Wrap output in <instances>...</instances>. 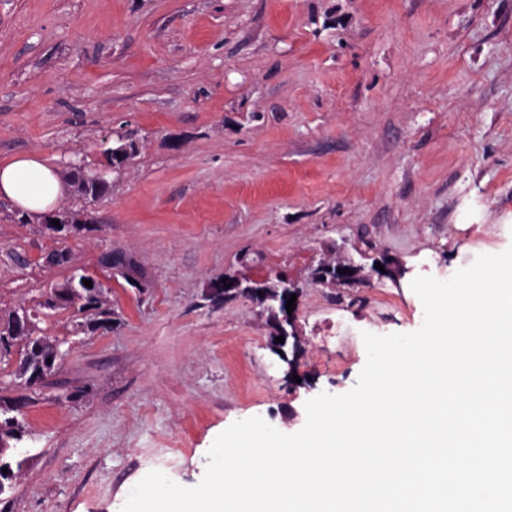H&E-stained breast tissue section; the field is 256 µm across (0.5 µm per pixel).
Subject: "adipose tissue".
Segmentation results:
<instances>
[{"mask_svg":"<svg viewBox=\"0 0 512 512\" xmlns=\"http://www.w3.org/2000/svg\"><path fill=\"white\" fill-rule=\"evenodd\" d=\"M56 172L34 156H20L0 165V196L10 199L29 218L50 212L63 195Z\"/></svg>","mask_w":512,"mask_h":512,"instance_id":"obj_1","label":"adipose tissue"}]
</instances>
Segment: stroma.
Segmentation results:
<instances>
[{"label": "stroma", "instance_id": "stroma-1", "mask_svg": "<svg viewBox=\"0 0 512 512\" xmlns=\"http://www.w3.org/2000/svg\"><path fill=\"white\" fill-rule=\"evenodd\" d=\"M22 155L111 188L63 194L91 219L66 239L0 198V313L78 267L113 323L40 316L71 350L37 388L0 363V404L24 400L0 512H121L152 470L196 486L235 421L301 430L355 386L363 332L421 326L415 277L512 246V0H0V163ZM323 262L364 278L321 283ZM227 274L298 282L283 354L262 306L211 296Z\"/></svg>", "mask_w": 512, "mask_h": 512}]
</instances>
